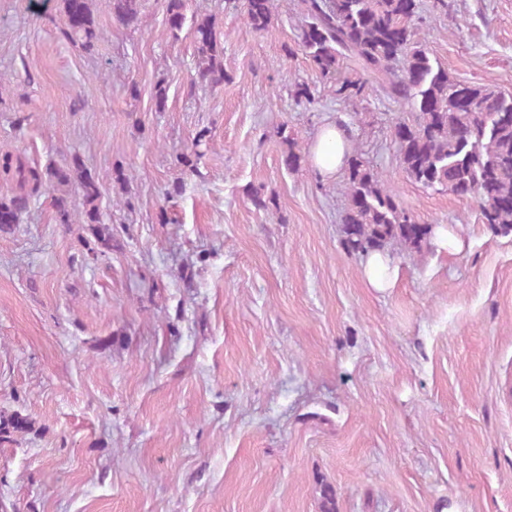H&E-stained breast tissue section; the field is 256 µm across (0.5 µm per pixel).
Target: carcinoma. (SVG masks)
Segmentation results:
<instances>
[{
    "label": "carcinoma",
    "instance_id": "carcinoma-1",
    "mask_svg": "<svg viewBox=\"0 0 512 512\" xmlns=\"http://www.w3.org/2000/svg\"><path fill=\"white\" fill-rule=\"evenodd\" d=\"M169 30L177 35L185 22V0H165ZM299 45L325 78L334 80L336 98L345 102L366 96L378 85L390 100L409 108V117L392 127L400 167L421 186L477 201L483 223L501 236L512 234V95L493 84L468 85L455 79L426 42L416 38L417 0H302ZM140 0H112V14L123 25L138 21ZM276 0H244V18L254 30L269 29ZM76 21L64 35L93 47L98 34L89 0H64ZM199 57L196 79L224 78L215 27L208 18L194 21ZM360 75H341L343 60ZM341 191L344 246L367 254L396 243L420 251L431 246L434 229L402 209L380 171L359 154L346 157ZM49 181L63 189L77 184L83 198L79 221L89 226L94 242L112 246V229L102 222L101 186L77 161L47 170ZM29 206L22 194L0 198V231L18 223ZM35 422L20 411L0 414V443L34 431Z\"/></svg>",
    "mask_w": 512,
    "mask_h": 512
}]
</instances>
